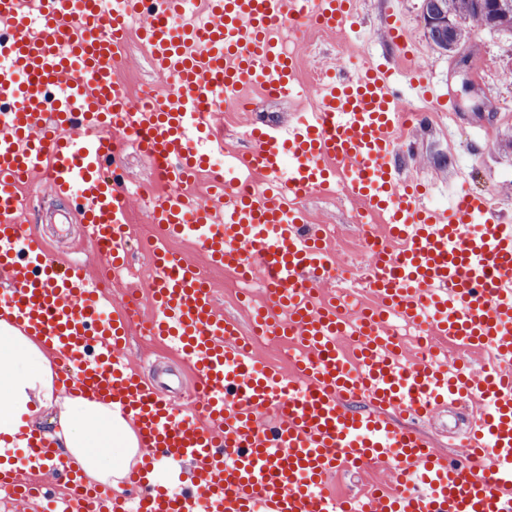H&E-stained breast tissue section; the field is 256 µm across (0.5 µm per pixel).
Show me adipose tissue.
<instances>
[{
    "label": "adipose tissue",
    "mask_w": 512,
    "mask_h": 512,
    "mask_svg": "<svg viewBox=\"0 0 512 512\" xmlns=\"http://www.w3.org/2000/svg\"><path fill=\"white\" fill-rule=\"evenodd\" d=\"M54 363L40 339L0 321V463L48 422L89 482L120 488L143 455L137 432L112 402L56 391Z\"/></svg>",
    "instance_id": "1"
}]
</instances>
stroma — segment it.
Instances as JSON below:
<instances>
[{
	"label": "stroma",
	"mask_w": 512,
	"mask_h": 512,
	"mask_svg": "<svg viewBox=\"0 0 512 512\" xmlns=\"http://www.w3.org/2000/svg\"><path fill=\"white\" fill-rule=\"evenodd\" d=\"M352 17L351 26L336 32L283 23L285 48L295 56L297 90L287 99H272L254 82L247 88L251 110L230 106L216 113L215 122L232 132L224 141L225 154L248 151L247 142L238 133L250 122L281 125L316 109L313 92L317 73L339 65L353 69L369 63L396 66L402 71V87L410 94V105L427 115L422 125L408 132L415 144L414 155L398 160L403 175L422 184L424 203L447 206L453 190L464 189L486 198L495 210L512 213V82L502 79L512 67V38L486 28L471 29L464 50L471 55V76L478 92L466 95L461 91L462 79L453 55L438 51L429 42L421 0H355ZM394 17L415 46L412 57L403 56L387 39L389 21ZM118 74L133 95L147 87L161 92L167 88L165 79L153 69L146 49L134 37L128 41ZM123 155L122 181L131 194L128 224L132 251L126 267L113 273L110 291L116 306L125 301L128 292H135L140 316L128 326L120 353L134 368L164 384L173 403L180 405L184 399L176 382L181 379L184 386L193 387L195 373L164 342L148 336L145 325L152 313L147 292L152 274L148 243L157 235L155 225L149 221L145 195L162 191L163 186L156 179L151 160L135 146L126 145ZM20 196L27 205L23 220L27 234L44 240L62 263L82 262L91 273L101 267L103 258L83 239L81 224L65 219L66 213L76 208L72 197L57 196L40 179L21 189ZM298 206L308 223L321 225L328 232L327 246L336 276L319 282L320 292L338 296L348 292L352 305H374L373 294L356 287L355 278L361 242L367 232L378 229L380 218L364 213L359 204L339 189L331 194H308ZM168 246L173 253L201 268L213 286L218 310L237 320L242 337L251 339L261 363L291 372L286 346L273 337H252L250 320L242 307V295L246 292L255 302H264L261 276L242 282L224 269L209 265L189 242L173 238ZM469 420V408L459 406L436 412L420 427L432 438L438 452L456 458L464 453L461 436ZM391 475L385 466L340 470L328 477L326 489L341 496L370 485L388 488L392 485Z\"/></svg>",
	"instance_id": "obj_1"
}]
</instances>
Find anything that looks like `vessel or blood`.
I'll list each match as a JSON object with an SVG mask.
<instances>
[{"label":"vessel or blood","instance_id":"obj_1","mask_svg":"<svg viewBox=\"0 0 512 512\" xmlns=\"http://www.w3.org/2000/svg\"><path fill=\"white\" fill-rule=\"evenodd\" d=\"M185 0H0V320L34 332L72 371L63 386L118 402L139 430L147 455L130 478L136 506L107 489H88L51 444L34 437L26 460L64 477L75 512H512V220L472 194L426 207L394 165L404 149L405 111L391 68L321 77L318 107L279 128L251 127L248 153L234 167L262 184L216 182L209 200L180 186L224 143L210 119L225 98L259 77L267 96L290 97L295 67L275 35L286 20L344 28L352 0H207L199 21ZM148 49L168 89L149 108L134 106L116 71L130 36ZM135 142L168 190L151 200L161 230L149 284L150 335L168 341L197 372L206 425L176 416L161 388L120 356L134 310L104 317L101 278L83 267L60 270L44 245L22 232L18 185L44 176L74 194L85 239L125 267L131 252L120 146ZM344 179L350 199L378 211L371 235L377 307L345 312L324 302L315 283L331 260L321 233L288 208L287 195L331 191ZM191 242L212 263L242 278L263 271L267 302L257 334L291 339L302 355L284 375L260 367L219 314L200 268L171 254L167 237ZM425 325L465 347L488 346L501 367L474 378L428 356L405 363L388 316ZM482 415L466 433L469 468L449 462L427 437L395 424L400 413L426 417L465 401ZM272 411L261 428L257 415ZM192 470L181 490L150 479L154 454ZM388 463L396 491L375 488L342 499L322 486L337 468ZM15 500L58 512L42 487L0 469Z\"/></svg>","mask_w":512,"mask_h":512}]
</instances>
